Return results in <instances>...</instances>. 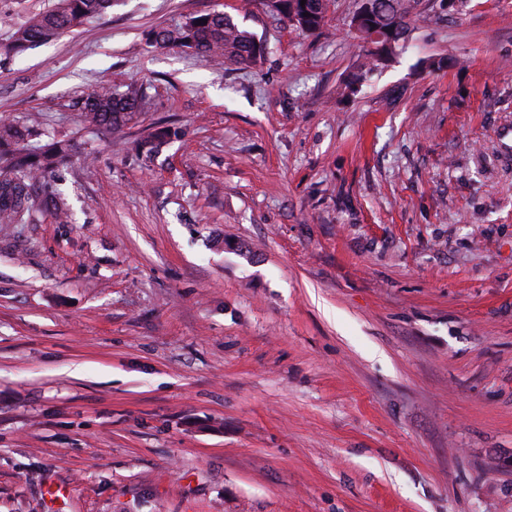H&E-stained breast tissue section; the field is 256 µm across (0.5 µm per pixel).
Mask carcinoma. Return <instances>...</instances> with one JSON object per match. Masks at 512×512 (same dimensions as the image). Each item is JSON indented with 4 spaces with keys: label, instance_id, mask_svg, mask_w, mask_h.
<instances>
[{
    "label": "carcinoma",
    "instance_id": "1",
    "mask_svg": "<svg viewBox=\"0 0 512 512\" xmlns=\"http://www.w3.org/2000/svg\"><path fill=\"white\" fill-rule=\"evenodd\" d=\"M115 0H55L49 9L36 14L26 24L15 27L9 35L7 49L20 53L30 46L55 39L82 26L112 7ZM377 22L399 47L405 42L411 16V0H375ZM284 20L299 16L292 28L302 33H318L325 25L322 0H277ZM151 45L179 46L216 59L241 65L252 64L263 55L253 33L244 30L223 12L189 15L169 27L148 34ZM144 90L131 84L125 90L106 83L93 90L82 105V122L93 131L115 129L129 115L139 111L138 99ZM172 135L167 127H158L141 144L147 155L158 153ZM34 131L10 120L0 121V222L22 224L36 214L51 212L58 219L68 216L67 202L50 190L48 179L69 158V141L53 140L44 146L30 143ZM43 193H37L36 183Z\"/></svg>",
    "mask_w": 512,
    "mask_h": 512
}]
</instances>
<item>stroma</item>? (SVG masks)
<instances>
[{
	"instance_id": "1",
	"label": "stroma",
	"mask_w": 512,
	"mask_h": 512,
	"mask_svg": "<svg viewBox=\"0 0 512 512\" xmlns=\"http://www.w3.org/2000/svg\"><path fill=\"white\" fill-rule=\"evenodd\" d=\"M52 2L0 0V120L73 143L68 223L0 224V512H512V0H414L375 63L360 0L6 51ZM217 10L264 57L147 41ZM104 80L145 104L93 134ZM274 1H277L278 13H282V18L287 22L291 12L299 16L297 24L289 25L294 30L302 33H318L323 29L326 13L322 9V0H306L304 6H301V0H273L266 3L272 4ZM305 12H308V17H304Z\"/></svg>"
}]
</instances>
